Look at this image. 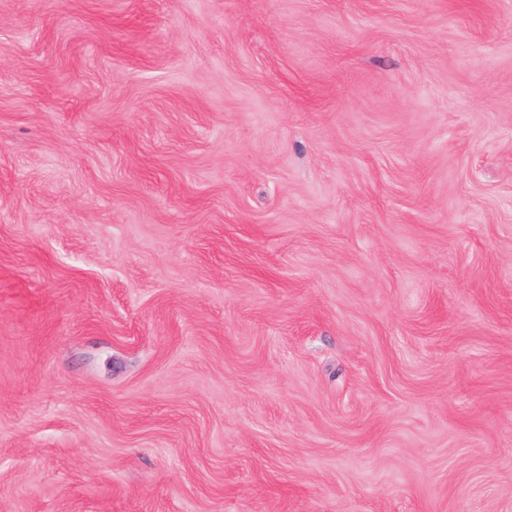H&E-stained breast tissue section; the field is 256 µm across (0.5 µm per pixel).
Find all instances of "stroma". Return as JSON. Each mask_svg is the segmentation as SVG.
Listing matches in <instances>:
<instances>
[{"label": "stroma", "instance_id": "35a3bbf8", "mask_svg": "<svg viewBox=\"0 0 512 512\" xmlns=\"http://www.w3.org/2000/svg\"><path fill=\"white\" fill-rule=\"evenodd\" d=\"M0 512H512V0H0Z\"/></svg>", "mask_w": 512, "mask_h": 512}]
</instances>
